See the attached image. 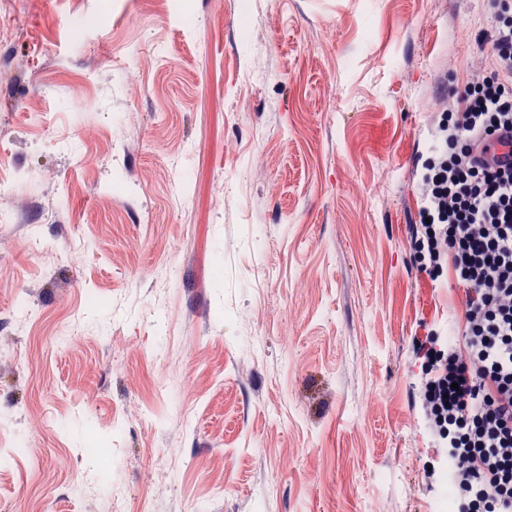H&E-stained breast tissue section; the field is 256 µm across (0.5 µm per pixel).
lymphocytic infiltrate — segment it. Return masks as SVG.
Wrapping results in <instances>:
<instances>
[{"label":"lymphocytic infiltrate","instance_id":"f902f5d3","mask_svg":"<svg viewBox=\"0 0 512 512\" xmlns=\"http://www.w3.org/2000/svg\"><path fill=\"white\" fill-rule=\"evenodd\" d=\"M490 67L491 77L460 92L422 177L423 224L411 248H426L435 269L450 258L467 290L466 343L422 382V406L456 427L447 444L454 489L512 512V165L496 164L512 147V25L496 29Z\"/></svg>","mask_w":512,"mask_h":512}]
</instances>
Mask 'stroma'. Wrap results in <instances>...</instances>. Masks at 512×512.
Masks as SVG:
<instances>
[{
    "label": "stroma",
    "mask_w": 512,
    "mask_h": 512,
    "mask_svg": "<svg viewBox=\"0 0 512 512\" xmlns=\"http://www.w3.org/2000/svg\"><path fill=\"white\" fill-rule=\"evenodd\" d=\"M0 10V512H430L466 290L410 260L416 170L512 0Z\"/></svg>",
    "instance_id": "obj_1"
}]
</instances>
